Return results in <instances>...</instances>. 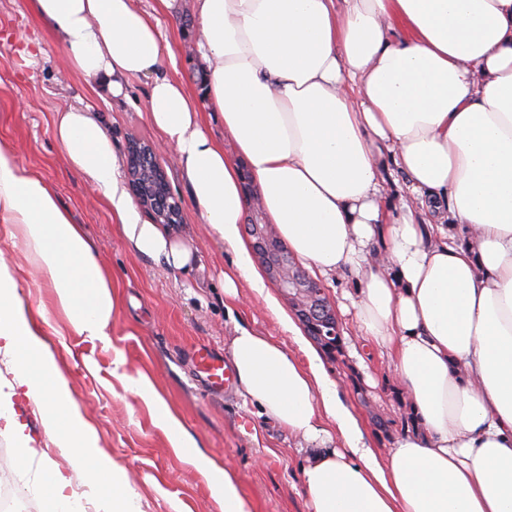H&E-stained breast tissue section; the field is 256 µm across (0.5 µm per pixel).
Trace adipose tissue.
Listing matches in <instances>:
<instances>
[{
    "label": "adipose tissue",
    "mask_w": 512,
    "mask_h": 512,
    "mask_svg": "<svg viewBox=\"0 0 512 512\" xmlns=\"http://www.w3.org/2000/svg\"><path fill=\"white\" fill-rule=\"evenodd\" d=\"M30 7L72 67L112 95L153 75L149 120L203 224L235 253L225 294L248 280L300 350L241 325L230 341L241 395L309 446L312 512H512V0H196L198 96L160 74L167 46L133 0ZM204 105L234 154L206 131ZM54 135L136 251L174 270L192 264L191 242L141 222L102 118L65 109ZM391 164L415 198L446 200L447 223L384 207ZM252 201L311 275L358 276L356 335L387 352L418 422L388 455L267 289L242 237ZM0 224L11 227L0 245V364L13 375L0 386V418L27 454L14 411L24 392L55 446L84 464L95 512H141L76 409L10 252L24 248L37 287L53 289L71 330L93 342L110 340L112 275L52 186L5 144Z\"/></svg>",
    "instance_id": "ef3b65f1"
}]
</instances>
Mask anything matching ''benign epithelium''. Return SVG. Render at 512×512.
I'll use <instances>...</instances> for the list:
<instances>
[{"label":"benign epithelium","mask_w":512,"mask_h":512,"mask_svg":"<svg viewBox=\"0 0 512 512\" xmlns=\"http://www.w3.org/2000/svg\"><path fill=\"white\" fill-rule=\"evenodd\" d=\"M131 150L136 170L129 169L127 173L133 196L139 201L146 200L158 219L165 223H181L180 203L170 199L155 184L156 177L164 174L157 149L149 143L138 141L131 145ZM251 212V224L247 225V231L252 249L278 288L291 298L298 319L304 324L336 322L335 308L322 299V286L293 267L288 248L272 226L265 222L262 211L254 203L251 204Z\"/></svg>","instance_id":"1"}]
</instances>
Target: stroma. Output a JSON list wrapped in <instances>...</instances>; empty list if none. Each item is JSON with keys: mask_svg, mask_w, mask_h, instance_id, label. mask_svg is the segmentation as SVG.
<instances>
[{"mask_svg": "<svg viewBox=\"0 0 512 512\" xmlns=\"http://www.w3.org/2000/svg\"><path fill=\"white\" fill-rule=\"evenodd\" d=\"M180 4L171 15L159 0H134L136 8L159 23L171 45L162 73L195 92L203 73L194 52V0ZM24 47L33 53L32 61L21 58ZM151 83L148 76L128 79L125 97H112L71 67L58 37L31 11L28 0H0V143L17 148L29 169L53 186L96 244L102 264L111 269L116 307L110 344L73 335L51 291L33 285L30 264L22 256L17 259L20 295L30 307L44 310L46 340L64 365L73 400L96 429L100 447L126 472L142 512H224L205 469L173 447L155 425L148 403L129 389V379L142 375L204 454L231 474L250 512H310L302 486V440L260 417L239 391H209L195 371V351L205 346L228 354L239 323L273 337L291 355L299 349L247 280L238 279V298L225 306L223 273L233 268L235 254L202 224L180 168L168 152H161L160 164L182 209V221L170 233L193 239L198 249L188 271L160 267L135 252L104 199L66 164L54 137L57 112L73 106L104 118L118 158L126 157L131 140L160 144L161 135L147 115ZM362 353L365 365L353 371L330 358L325 365L341 377L342 398L384 454L406 429L410 401L392 380L387 357L368 347ZM15 409L28 426L35 457L53 467L61 492L82 498L86 473L77 458L54 447L31 400L17 396ZM378 416L385 428L375 424ZM5 428L0 419V487L9 488L19 512H47L46 500L26 494L17 450Z\"/></svg>", "mask_w": 512, "mask_h": 512, "instance_id": "stroma-1", "label": "stroma"}]
</instances>
